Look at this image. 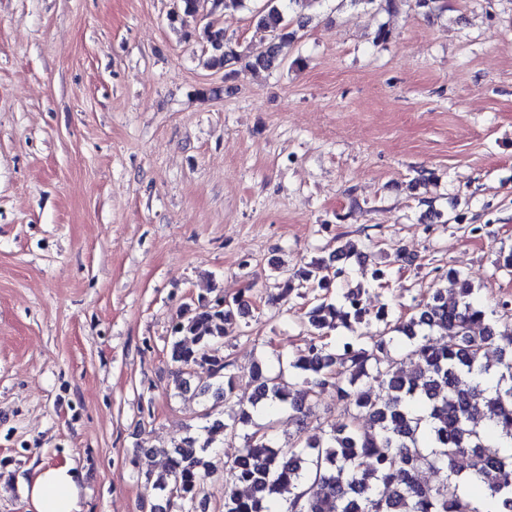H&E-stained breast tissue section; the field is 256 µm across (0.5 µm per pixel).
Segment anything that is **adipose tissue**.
Returning <instances> with one entry per match:
<instances>
[{"mask_svg":"<svg viewBox=\"0 0 512 512\" xmlns=\"http://www.w3.org/2000/svg\"><path fill=\"white\" fill-rule=\"evenodd\" d=\"M24 494L33 512H83L76 472L67 464L38 468Z\"/></svg>","mask_w":512,"mask_h":512,"instance_id":"1","label":"adipose tissue"}]
</instances>
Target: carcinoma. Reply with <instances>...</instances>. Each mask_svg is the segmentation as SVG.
<instances>
[{
	"label": "carcinoma",
	"mask_w": 512,
	"mask_h": 512,
	"mask_svg": "<svg viewBox=\"0 0 512 512\" xmlns=\"http://www.w3.org/2000/svg\"><path fill=\"white\" fill-rule=\"evenodd\" d=\"M263 0L252 11L251 22L266 33L260 46L242 54L210 21L203 30L207 65L221 70L232 63L257 71L275 67L296 32L285 2ZM354 248L336 250L312 260L307 268L282 282L284 299L312 282L330 290L345 270L339 257L350 258ZM512 311V301L489 309L473 297L465 279L455 298L436 291L419 304L409 319H389L382 307L370 314L361 290H350L341 301H321L306 314L311 339L288 361L294 371L285 384L258 363L250 407L240 409L228 423L216 416L219 404L230 401L234 377L224 357V337L237 318L249 310L243 296L230 301L200 298L194 313L173 326L169 356L178 388L191 385L186 376L198 367L208 376L197 380V395L213 399L206 408L205 436L188 435L167 453L168 467L147 478L151 495L165 501V509L201 512L204 486L214 470L205 459L227 435L252 424V413L268 408L288 409V417L303 426L320 392L329 387L336 398L353 408L322 437L276 444L272 426L243 434L241 454L224 464V512H512V336L498 343L492 316ZM384 324L382 334L345 339L331 347L323 330L338 325ZM190 336L186 345L182 337ZM407 340L416 368L406 369L391 355L398 340ZM495 348L497 362L488 360ZM430 468L437 475L421 484L417 474Z\"/></svg>",
	"instance_id": "obj_1"
}]
</instances>
